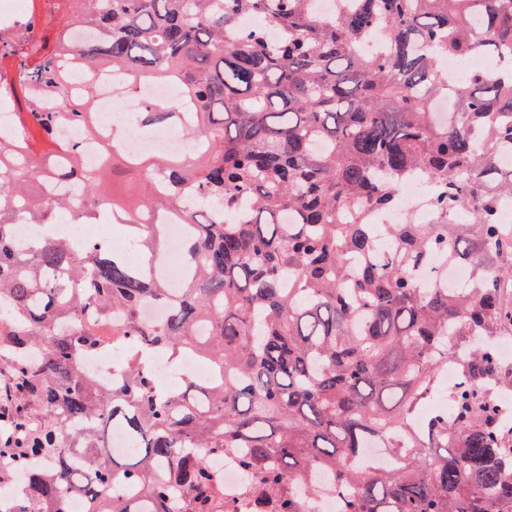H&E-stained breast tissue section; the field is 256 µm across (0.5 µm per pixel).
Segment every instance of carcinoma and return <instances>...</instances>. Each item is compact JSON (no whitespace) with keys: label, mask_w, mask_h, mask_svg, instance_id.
I'll return each instance as SVG.
<instances>
[{"label":"carcinoma","mask_w":512,"mask_h":512,"mask_svg":"<svg viewBox=\"0 0 512 512\" xmlns=\"http://www.w3.org/2000/svg\"><path fill=\"white\" fill-rule=\"evenodd\" d=\"M60 10L68 26L102 32L53 50L23 34H0V71L16 80L9 102L22 137L0 139V362L13 379L0 406V480L21 488L0 512H234L212 456L233 453L242 493L262 512H307L313 475L327 472L343 512H512V449L487 382L512 388L493 336L512 335V233L498 224L512 197V0H352L334 17L316 0H32ZM253 15L259 26L245 30ZM285 32L279 41L263 25ZM383 31L387 53L361 41ZM498 58L497 73L472 72L448 87L443 55ZM102 64L141 80H172L182 104L143 107L134 133L174 122L198 143L188 158L114 153L94 171L81 147L51 137L66 119L90 129L92 86L66 100L65 60ZM63 98L43 112L32 90ZM449 95L448 121L432 104ZM139 190L124 203L108 186L117 170ZM419 173L436 186L431 224H369L371 210L398 202ZM78 183L69 201L47 188ZM153 209L185 222L188 275L173 288L150 259L161 251ZM120 212L127 252L48 236L26 252L14 222L79 224ZM391 253L377 258L380 238ZM469 263L466 286L424 290L414 274ZM148 301L169 306L165 322L140 318ZM93 306L118 310L135 338L127 376L101 388L80 361L102 346L81 322ZM185 353L211 362L219 380L161 389L147 357ZM461 357L445 390L453 416L413 427L442 390L441 371ZM51 415L33 434L13 433L32 404ZM120 426L132 462H109L106 429ZM389 449L386 467H362L365 448ZM196 448H206L202 456Z\"/></svg>","instance_id":"1"}]
</instances>
